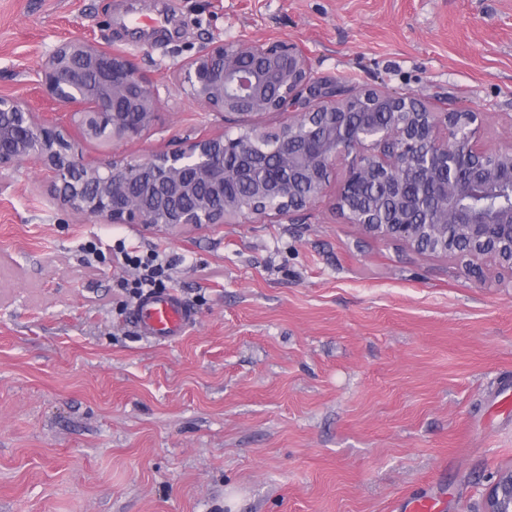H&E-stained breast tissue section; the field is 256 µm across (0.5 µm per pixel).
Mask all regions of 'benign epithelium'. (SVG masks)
Returning a JSON list of instances; mask_svg holds the SVG:
<instances>
[{
  "label": "benign epithelium",
  "mask_w": 512,
  "mask_h": 512,
  "mask_svg": "<svg viewBox=\"0 0 512 512\" xmlns=\"http://www.w3.org/2000/svg\"><path fill=\"white\" fill-rule=\"evenodd\" d=\"M183 80L206 108L235 116L239 132L146 160L80 167L66 139L73 125L90 139L135 140L153 125L159 99L123 52L84 38L63 42L36 85L47 104L66 112L40 117L17 98H0L10 118L0 122V170L34 160L87 217L177 231L307 210L344 161L334 207L345 223L474 271L489 261L512 273V141L482 145L484 114L436 112L413 96L318 82L303 47L283 40L214 41L187 62ZM362 103L387 121L357 111ZM266 112H286L288 122H253ZM240 185L245 198L231 191ZM511 489L510 469L488 489L486 512H502Z\"/></svg>",
  "instance_id": "1"
}]
</instances>
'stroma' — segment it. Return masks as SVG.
Returning a JSON list of instances; mask_svg holds the SVG:
<instances>
[{
  "label": "stroma",
  "mask_w": 512,
  "mask_h": 512,
  "mask_svg": "<svg viewBox=\"0 0 512 512\" xmlns=\"http://www.w3.org/2000/svg\"><path fill=\"white\" fill-rule=\"evenodd\" d=\"M87 37L160 99L134 141L72 131L74 158L144 159L228 132L179 68L211 42L288 40L316 80L485 113L512 137V0H0V97ZM342 171L308 211L180 232L105 224L44 166L0 172V512H485L512 468V273L471 274L343 223ZM172 260L196 313L146 339L90 241Z\"/></svg>",
  "instance_id": "obj_1"
}]
</instances>
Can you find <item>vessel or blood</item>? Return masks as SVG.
I'll return each instance as SVG.
<instances>
[{
    "label": "vessel or blood",
    "instance_id": "vessel-or-blood-1",
    "mask_svg": "<svg viewBox=\"0 0 512 512\" xmlns=\"http://www.w3.org/2000/svg\"><path fill=\"white\" fill-rule=\"evenodd\" d=\"M134 319L144 336L171 342L184 334L196 320L194 311L175 292L153 293L139 301Z\"/></svg>",
    "mask_w": 512,
    "mask_h": 512
}]
</instances>
